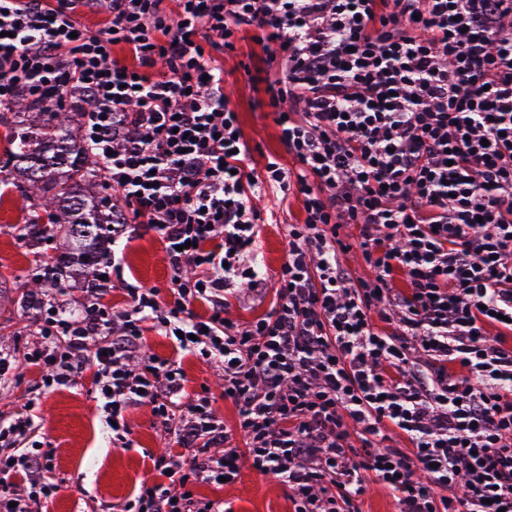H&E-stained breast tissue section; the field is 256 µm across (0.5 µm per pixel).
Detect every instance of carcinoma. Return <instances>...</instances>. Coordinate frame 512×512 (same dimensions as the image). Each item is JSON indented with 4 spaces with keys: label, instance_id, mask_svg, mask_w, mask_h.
Listing matches in <instances>:
<instances>
[{
    "label": "carcinoma",
    "instance_id": "cac0c4a2",
    "mask_svg": "<svg viewBox=\"0 0 512 512\" xmlns=\"http://www.w3.org/2000/svg\"><path fill=\"white\" fill-rule=\"evenodd\" d=\"M47 116L42 124L9 128L10 158L17 170L21 193L31 201V211L21 230L31 238L47 233V225L67 229L78 244L75 256H59L51 261L94 266L98 250L112 236V214L103 204L82 194L81 185L93 176L96 158L80 144L68 116L51 108L38 107Z\"/></svg>",
    "mask_w": 512,
    "mask_h": 512
}]
</instances>
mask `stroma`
Masks as SVG:
<instances>
[{"mask_svg": "<svg viewBox=\"0 0 512 512\" xmlns=\"http://www.w3.org/2000/svg\"><path fill=\"white\" fill-rule=\"evenodd\" d=\"M215 65L224 70V90L229 106L239 114L240 126L251 149L249 166L262 171L268 158L282 166L290 161L278 139L270 95L255 83L265 54L253 39L252 31L240 32L234 50L220 46L207 49ZM12 116L0 118V356L18 360V367L0 377V421L25 411L33 420L26 435L6 447L1 454H18L32 446L49 453L47 477L59 490L49 501L47 512H121L123 505L141 484L158 480L153 458L176 446L160 418L146 407L127 414L130 444L112 445V433L96 408L91 371L80 374L68 387L47 389L42 373L24 365L25 353L37 343L40 311L35 303L20 299L24 283L31 280L36 263L59 253L61 236L46 237L40 244L22 238L19 229L28 216V204L13 185L12 165L5 141ZM263 222L258 226L256 251L268 272L279 269L288 252L285 226L297 221L299 205L283 198L278 188L266 187L256 202ZM119 245L122 260L121 282L109 289L104 303L122 308L127 302L125 285L156 288L159 302H166L173 273L164 261L162 244L155 232L144 225H129ZM187 394L208 390L216 415L234 424L235 405L224 398L220 371L195 354L178 356ZM197 497L230 502L234 512H289L288 487L270 475L242 466L238 480L230 485L201 484Z\"/></svg>", "mask_w": 512, "mask_h": 512, "instance_id": "stroma-1", "label": "stroma"}]
</instances>
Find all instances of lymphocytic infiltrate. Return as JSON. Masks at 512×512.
Returning <instances> with one entry per match:
<instances>
[{
  "instance_id": "1",
  "label": "lymphocytic infiltrate",
  "mask_w": 512,
  "mask_h": 512,
  "mask_svg": "<svg viewBox=\"0 0 512 512\" xmlns=\"http://www.w3.org/2000/svg\"><path fill=\"white\" fill-rule=\"evenodd\" d=\"M93 2L0 0V112L23 96L90 99L77 133L120 192L112 237L146 225L173 272L167 303L130 285L115 309L102 294L121 263L106 258L78 312L40 301L25 357L55 387L94 367L113 446H128L135 406L175 436L155 463L165 480L123 512H229L194 488L236 482L244 458L290 489L293 512H357L370 477L399 512H512V0H175L172 13L106 0L100 30L80 21ZM246 28L269 53L262 80L292 161L257 176L203 45L233 49ZM273 184L302 217L272 279L254 260L252 200ZM354 249L365 275L345 262ZM271 288L270 313L228 321ZM159 327L223 371L235 426L207 392L182 400L175 360L140 359ZM392 428L408 449L389 445ZM47 461L0 456V476L29 486L1 490L0 512L56 494Z\"/></svg>"
}]
</instances>
